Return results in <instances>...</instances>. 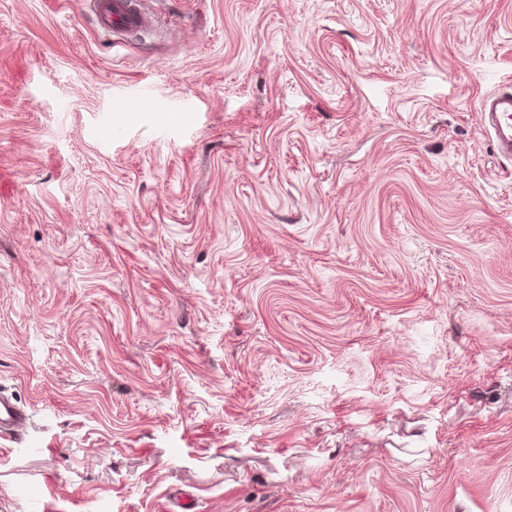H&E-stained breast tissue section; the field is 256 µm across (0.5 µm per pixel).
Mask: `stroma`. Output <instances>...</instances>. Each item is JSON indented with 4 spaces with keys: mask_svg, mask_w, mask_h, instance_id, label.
<instances>
[{
    "mask_svg": "<svg viewBox=\"0 0 512 512\" xmlns=\"http://www.w3.org/2000/svg\"><path fill=\"white\" fill-rule=\"evenodd\" d=\"M88 2L0 0V512H512V0ZM134 0H91L90 8L98 26L115 35L134 30H148L154 25V16ZM479 110L492 135L495 154L502 161L512 162V85H502L482 97ZM27 418L9 397L0 395V432L17 434L26 426Z\"/></svg>",
    "mask_w": 512,
    "mask_h": 512,
    "instance_id": "stroma-1",
    "label": "stroma"
}]
</instances>
